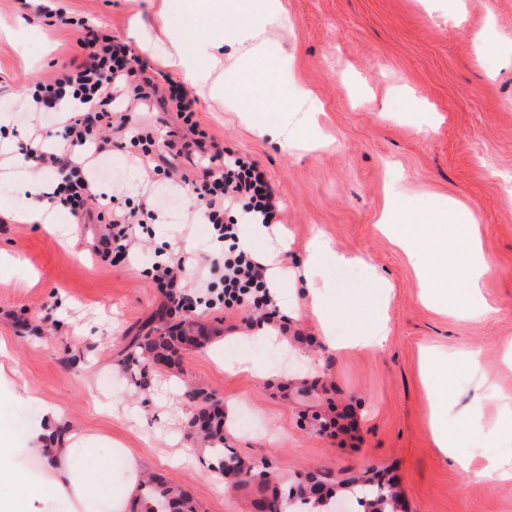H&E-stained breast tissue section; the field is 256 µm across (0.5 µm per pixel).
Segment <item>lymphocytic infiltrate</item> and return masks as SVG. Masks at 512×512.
Returning a JSON list of instances; mask_svg holds the SVG:
<instances>
[{
  "label": "lymphocytic infiltrate",
  "instance_id": "obj_1",
  "mask_svg": "<svg viewBox=\"0 0 512 512\" xmlns=\"http://www.w3.org/2000/svg\"><path fill=\"white\" fill-rule=\"evenodd\" d=\"M55 18L79 28L80 34L74 53L55 77L37 80L26 92L25 109L32 119L27 139L19 146L24 158L56 172L54 202L76 220L103 224L95 249L102 261L114 265L128 260L139 241V230L159 223L160 214L142 203L114 209L100 192L97 171L105 153L101 131L113 128L128 134L131 144L139 147L148 161L159 147L175 149V133L169 130L160 138L148 126L131 123V106L157 100L173 107L193 134L202 164L200 180L184 174L179 177L192 194L187 219L199 218L210 224L213 241L224 248V271L219 278L222 289L216 299L228 309L253 307L261 311L263 320L273 321L279 309L273 304L267 269L254 253L240 246L237 220L225 218L227 211L235 210L255 224L271 227L281 223L283 209L265 171L255 162L216 149L196 118L194 98L170 74H146L127 45L113 42L88 20L60 12ZM49 118L63 128L60 143L51 150L45 147V121ZM193 262L190 253L179 252L152 265L153 281L174 306L182 308L193 301L185 283Z\"/></svg>",
  "mask_w": 512,
  "mask_h": 512
}]
</instances>
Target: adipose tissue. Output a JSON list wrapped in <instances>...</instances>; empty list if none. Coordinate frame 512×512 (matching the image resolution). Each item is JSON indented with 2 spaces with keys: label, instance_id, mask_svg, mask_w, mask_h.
I'll return each instance as SVG.
<instances>
[{
  "label": "adipose tissue",
  "instance_id": "ef3b65f1",
  "mask_svg": "<svg viewBox=\"0 0 512 512\" xmlns=\"http://www.w3.org/2000/svg\"><path fill=\"white\" fill-rule=\"evenodd\" d=\"M205 9L228 17V24L217 30L215 38L239 52L237 70L223 73V82H216L219 60L209 54L205 43L192 40L185 32L168 37L162 47L163 58L192 77L198 95L213 92L219 83L226 95L238 99L245 108L255 109L252 123L258 134H283L288 126L289 98L307 100L311 94L303 88L291 92L272 88L267 97L258 95L256 75L274 68L282 54L281 47L268 38L270 29L287 23L280 0H182L185 16ZM476 222L473 214H461L451 202L436 207L428 223L411 225L405 236L408 251H420L425 241L432 244L423 261L424 286L430 289L432 299L447 300L459 284L465 289L466 300L477 298L491 263L475 232ZM354 262L361 270L362 282L345 297L340 308H333L320 292L313 294L312 303L322 316H331L337 310L347 319L349 347L373 350L382 346L389 333L382 309L390 288L366 259ZM429 372L433 379L429 389L432 438L445 451L455 443L448 430V413L453 407L448 372L435 365ZM62 416L60 407L42 404L39 419L26 430L27 447L23 450L12 447L9 437L0 434V483L17 477L19 457L27 454L37 458L44 470L43 476L27 481L31 496L45 502H65L68 512H96L105 485L112 482L111 469L106 464L88 466L95 449L84 447L83 436L76 432L61 430Z\"/></svg>",
  "mask_w": 512,
  "mask_h": 512
}]
</instances>
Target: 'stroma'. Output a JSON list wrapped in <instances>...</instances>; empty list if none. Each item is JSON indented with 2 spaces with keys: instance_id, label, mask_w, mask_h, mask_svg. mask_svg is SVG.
<instances>
[{
  "instance_id": "1",
  "label": "stroma",
  "mask_w": 512,
  "mask_h": 512,
  "mask_svg": "<svg viewBox=\"0 0 512 512\" xmlns=\"http://www.w3.org/2000/svg\"><path fill=\"white\" fill-rule=\"evenodd\" d=\"M180 0H48L50 9L84 16L150 62V41L163 30L190 27L208 40L219 24L207 12L186 19ZM286 29L271 40L284 54L275 80L310 90L319 105L289 102V122L315 118L307 142L258 136L220 99H197L202 128L219 148L266 171L284 209L288 267L303 269L315 235L335 251L361 256L392 285L390 334L373 352L346 347L347 324L336 317L342 348L329 350L308 306L306 288L280 285L277 340H257L260 313L202 306L183 311L205 327L200 347L182 351L169 368L126 360L140 327L170 304L152 281L156 252L186 249L201 267L220 262L203 223L185 224L179 205L143 237L131 262L112 266L93 253L100 225L54 211L58 231L14 220L24 201L0 193V253L14 257L0 281V343L15 371L0 380V430L23 447L40 414L26 401L34 390L62 408L63 427L104 439L99 455L112 469L110 493L127 481L123 459L108 441L130 448L146 473L192 493L196 512H261L255 486L220 480L210 451L190 425L202 390L234 403L224 446L287 488L311 471L343 479L388 468L399 479L401 512H512V480L471 482L458 459L489 458L512 466V405L474 410L495 388L512 398V0H282ZM142 28L132 41L133 24ZM76 29L47 25L28 0H0V103L18 139L27 120L17 103L32 81L53 76L73 53ZM111 173L100 187L124 209L147 196L146 174L122 133L104 129ZM399 185L426 221L437 201L457 200L479 218L493 270L481 284L484 304H437L425 297L415 259L398 242L396 225L379 224ZM357 269L325 263L312 280L333 302L358 285ZM253 358L273 373L259 380L224 367ZM447 366L455 448L442 453L431 436L427 359Z\"/></svg>"
}]
</instances>
